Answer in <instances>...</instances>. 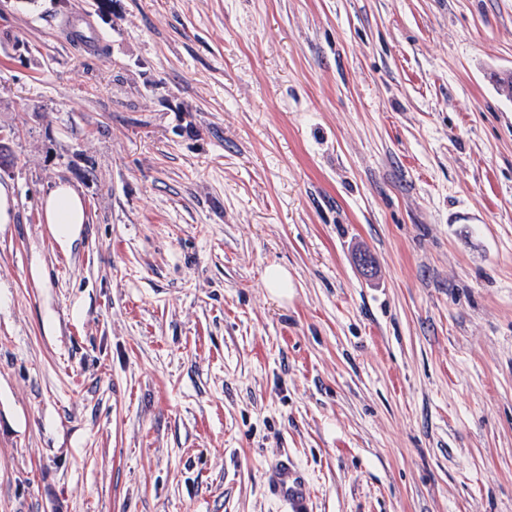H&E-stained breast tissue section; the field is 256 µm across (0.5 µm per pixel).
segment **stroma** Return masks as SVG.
I'll return each mask as SVG.
<instances>
[{"label": "stroma", "mask_w": 512, "mask_h": 512, "mask_svg": "<svg viewBox=\"0 0 512 512\" xmlns=\"http://www.w3.org/2000/svg\"><path fill=\"white\" fill-rule=\"evenodd\" d=\"M507 77L512 0H0V512H512ZM45 224H52L59 236L70 237L75 228L86 224L85 203L68 183L59 182L42 201ZM264 282L272 294L278 297H287L290 281L288 272L284 268L278 265L267 267L264 272ZM268 481L274 494L286 505L287 512L310 511L309 487L288 460H280L270 467Z\"/></svg>", "instance_id": "obj_1"}]
</instances>
